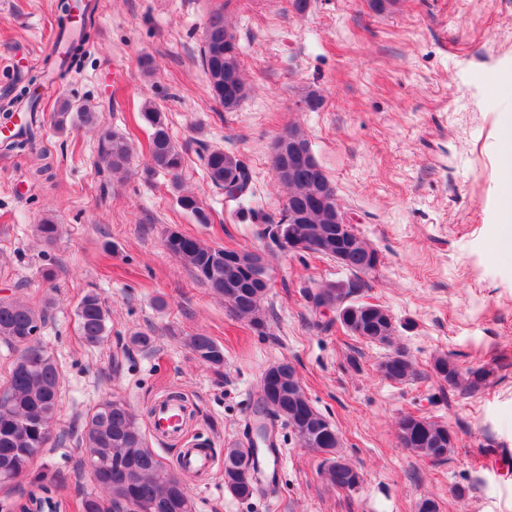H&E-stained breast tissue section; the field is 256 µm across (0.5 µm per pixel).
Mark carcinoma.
<instances>
[{
    "instance_id": "1",
    "label": "carcinoma",
    "mask_w": 512,
    "mask_h": 512,
    "mask_svg": "<svg viewBox=\"0 0 512 512\" xmlns=\"http://www.w3.org/2000/svg\"><path fill=\"white\" fill-rule=\"evenodd\" d=\"M59 48L44 60L39 74L30 78L7 104L0 107L3 123L10 122L14 107L27 103L29 121L6 138L8 150L27 151L36 156L34 173L43 175L51 170L48 155L37 147L38 130L35 114L41 91L63 80L82 65L86 47L95 34L97 5L92 0H59L57 6ZM79 17V24L72 22ZM203 68L209 80L213 99L226 112H235L246 95L242 64L237 40L221 14L214 15L204 32L201 48ZM151 127L149 157L152 168L178 175L183 168V156L177 149L162 113L149 107L143 112ZM72 121L93 125L95 113L84 105L65 104L55 114L57 127ZM101 160L112 172L122 171L130 161L131 147L117 133L105 130L101 134ZM204 166L212 184L224 191L227 202L239 203L251 194L252 173L235 153L222 149L208 150L203 155ZM279 182L288 189L281 218L276 224H266L265 235L276 248L287 236H309L320 240V253L336 259L343 253L340 266L350 273L348 285L368 287L365 277L377 270L376 250L360 236H351L352 244L342 246L336 240V204L318 205L297 219L290 215L302 200L314 192L312 184L284 174ZM179 207L193 214L200 224L210 222L200 200L193 194L177 197ZM42 241L52 244L59 225L45 219L38 225ZM167 250L201 282L224 298V303L239 318L261 332L267 321L263 304L267 296L269 266H260L261 257L249 250L213 248L201 240L175 230L165 237ZM312 308L329 301L339 311L338 321L353 337L380 344L392 342L396 325L387 313L377 310L353 313V292H336L332 282L317 283L308 291ZM79 334L92 348L108 340L109 312L101 295L87 292L77 306ZM45 323V313L31 305L7 298L0 299V344L13 359L0 397V475L18 479L25 475L32 462L39 458L51 439V424L59 411L61 384L60 366L56 358L32 336ZM193 354L208 366H224V348L212 337L199 333L189 339ZM431 369L436 378L448 385V390L474 394L488 384L490 371L483 368H460L450 354L433 359ZM267 397L261 399L257 414L265 419L282 421L290 427L305 447H310L312 434L325 437L323 475L341 490L352 491L361 482V474L337 455L341 442L334 425L316 410L295 369L286 362L267 369ZM381 375L395 383H406L418 376L413 359L402 349L391 352L379 364ZM397 433L404 434L403 446L415 455L433 461H445L456 447V437L448 426L430 418L407 414L397 422ZM83 462L96 465V489L81 498L82 512H193L194 505L186 485L177 481L174 472L165 466L148 447L145 434L128 403L112 396L98 404L87 417L80 432ZM259 479L249 473L244 451L237 445L224 449V488L234 497L251 498L260 488Z\"/></svg>"
}]
</instances>
